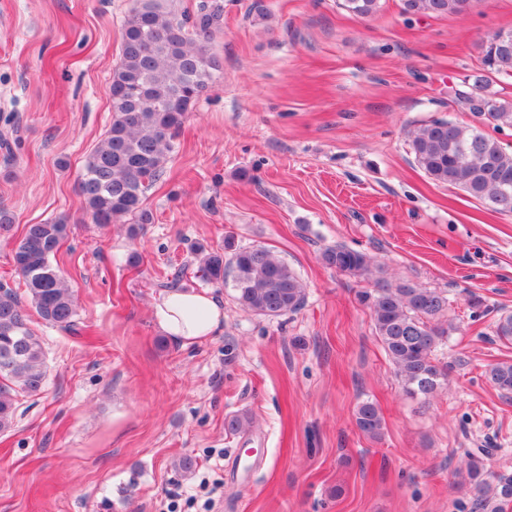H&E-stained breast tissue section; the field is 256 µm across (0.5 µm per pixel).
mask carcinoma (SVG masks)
I'll return each instance as SVG.
<instances>
[{"label": "carcinoma", "mask_w": 512, "mask_h": 512, "mask_svg": "<svg viewBox=\"0 0 512 512\" xmlns=\"http://www.w3.org/2000/svg\"><path fill=\"white\" fill-rule=\"evenodd\" d=\"M472 0H402L408 15H460ZM350 14L368 18L380 0H341ZM224 24V7L203 4L190 16L178 12L172 0H137L124 20L120 56L112 70V124L86 158L78 183L85 211L100 226L130 220L148 224L143 208L147 190L163 175L173 140L186 112L207 89L218 60L210 53L211 37ZM481 63L487 75L512 73V32L507 39L483 40ZM482 107L474 116L498 130L512 128V102L477 95ZM415 162L435 182L448 184L468 196L486 201L501 214H512V152L475 125L437 119L411 133ZM69 224L65 218L28 224L15 245L12 261L25 286V296L0 285V432L14 420L18 396L37 394L47 378L43 337L30 326L27 308L47 325L79 332L76 301L56 259ZM200 271L210 280L232 273L235 299L257 316L277 318L297 311L305 300L298 275L269 249L237 246L224 241V251L193 248ZM321 262L352 276L372 272L368 254L343 245L325 248ZM370 309L373 328L412 398L432 397L448 378V366L436 352L454 330L445 319L448 293L410 282L393 284L379 277L375 288L359 295ZM498 339L512 341V314L495 321ZM489 383L503 396L512 395V362L490 366ZM355 424L371 439L381 437L384 419L378 406L362 401ZM488 448H469L466 462L472 500L460 512H504L512 503V476L484 478L481 456Z\"/></svg>", "instance_id": "carcinoma-1"}]
</instances>
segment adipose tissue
<instances>
[{
	"instance_id": "ef3b65f1",
	"label": "adipose tissue",
	"mask_w": 512,
	"mask_h": 512,
	"mask_svg": "<svg viewBox=\"0 0 512 512\" xmlns=\"http://www.w3.org/2000/svg\"><path fill=\"white\" fill-rule=\"evenodd\" d=\"M153 317L162 332L183 347L220 334L224 329L222 303L210 291H167L155 303Z\"/></svg>"
}]
</instances>
